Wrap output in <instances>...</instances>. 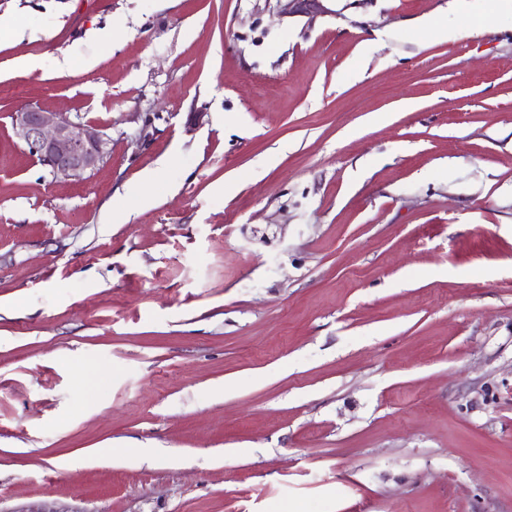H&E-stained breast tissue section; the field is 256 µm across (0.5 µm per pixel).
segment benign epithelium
Here are the masks:
<instances>
[{
	"label": "benign epithelium",
	"mask_w": 512,
	"mask_h": 512,
	"mask_svg": "<svg viewBox=\"0 0 512 512\" xmlns=\"http://www.w3.org/2000/svg\"><path fill=\"white\" fill-rule=\"evenodd\" d=\"M16 137L55 177L80 178L108 156V137L59 112L23 107L12 114Z\"/></svg>",
	"instance_id": "obj_1"
}]
</instances>
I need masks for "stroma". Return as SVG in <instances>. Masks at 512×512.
Segmentation results:
<instances>
[{"instance_id":"35a3bbf8","label":"stroma","mask_w":512,"mask_h":512,"mask_svg":"<svg viewBox=\"0 0 512 512\" xmlns=\"http://www.w3.org/2000/svg\"><path fill=\"white\" fill-rule=\"evenodd\" d=\"M447 3L0 0V512H512V17ZM16 137L53 176L81 178L108 156V137L59 112L23 107L12 114Z\"/></svg>"}]
</instances>
